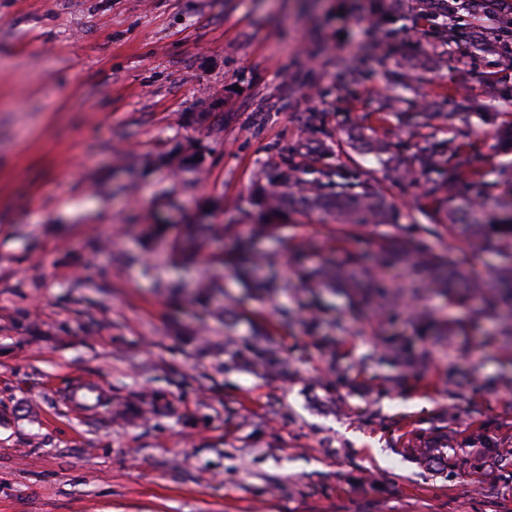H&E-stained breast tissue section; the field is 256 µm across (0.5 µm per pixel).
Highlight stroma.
<instances>
[{"label": "stroma", "instance_id": "1", "mask_svg": "<svg viewBox=\"0 0 512 512\" xmlns=\"http://www.w3.org/2000/svg\"><path fill=\"white\" fill-rule=\"evenodd\" d=\"M418 0H0V512H512V350L482 299L445 296L380 245L451 255L492 280L512 265L461 235L419 226L424 177L379 185L383 224H344L294 206L250 238L273 164L296 159L306 113L334 165H375L362 142L448 139L479 156L480 183L450 205L485 219L512 201V80L505 55L438 44L414 23ZM391 20L377 24L378 13ZM360 75L344 85L337 60ZM421 66L411 88L385 74ZM477 103L459 113L460 92ZM418 113L409 127L400 115ZM222 133L211 134L216 124ZM199 173L171 166L187 140ZM210 213L235 235L210 238L190 267L170 239ZM252 239L274 293L254 295L223 265ZM357 260L400 299L356 312L344 288L301 275ZM220 276L208 306L191 285ZM437 325L421 335L415 316ZM275 371L231 362L257 331ZM397 337L422 355L403 370ZM153 402L140 416L114 411ZM426 458L406 453L410 438ZM496 478H485L487 470Z\"/></svg>", "mask_w": 512, "mask_h": 512}]
</instances>
